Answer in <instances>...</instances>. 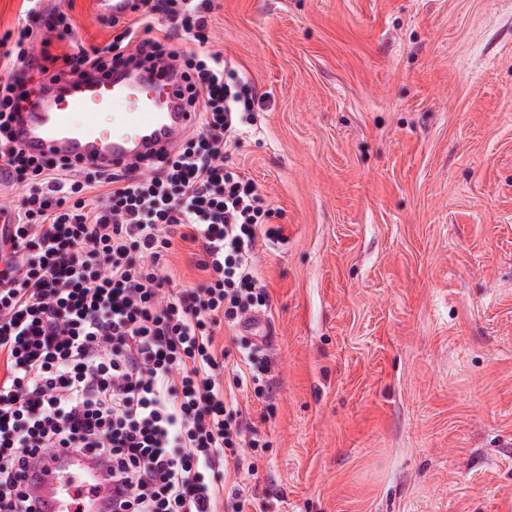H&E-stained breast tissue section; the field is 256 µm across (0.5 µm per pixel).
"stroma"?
Here are the masks:
<instances>
[{
  "mask_svg": "<svg viewBox=\"0 0 512 512\" xmlns=\"http://www.w3.org/2000/svg\"><path fill=\"white\" fill-rule=\"evenodd\" d=\"M108 43L90 0H42ZM261 95L232 154L271 209L262 448L242 512H512V0H211ZM179 241L167 271L206 275Z\"/></svg>",
  "mask_w": 512,
  "mask_h": 512,
  "instance_id": "stroma-1",
  "label": "stroma"
}]
</instances>
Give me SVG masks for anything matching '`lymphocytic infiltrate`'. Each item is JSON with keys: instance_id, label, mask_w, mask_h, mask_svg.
I'll return each instance as SVG.
<instances>
[{"instance_id": "1", "label": "lymphocytic infiltrate", "mask_w": 512, "mask_h": 512, "mask_svg": "<svg viewBox=\"0 0 512 512\" xmlns=\"http://www.w3.org/2000/svg\"><path fill=\"white\" fill-rule=\"evenodd\" d=\"M102 47L65 59V73L132 53L181 60L195 134L123 171L76 174L27 155L12 123L34 66L29 26L0 34V169L26 186L0 226V512H36L34 462L64 450L104 462L112 512H220L224 482L246 438L224 401L220 326L266 311L255 267L270 215L255 182L225 166L257 99L218 53L199 55L208 0H141ZM163 36H152L156 15ZM99 190L87 204L84 195ZM200 247L206 282L176 288L165 271L175 240Z\"/></svg>"}]
</instances>
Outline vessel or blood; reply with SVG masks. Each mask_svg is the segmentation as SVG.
<instances>
[{"mask_svg": "<svg viewBox=\"0 0 512 512\" xmlns=\"http://www.w3.org/2000/svg\"><path fill=\"white\" fill-rule=\"evenodd\" d=\"M136 0H93L95 14L123 21ZM187 82L174 62L156 59L87 76L64 75L54 84L17 102V144L33 156L64 158L76 168L103 171L137 164L175 145L194 127L198 115L187 111ZM83 472L88 485L96 473L84 457L57 455L38 468L44 476L36 500L42 512H76L75 497L59 469Z\"/></svg>", "mask_w": 512, "mask_h": 512, "instance_id": "vessel-or-blood-1", "label": "vessel or blood"}]
</instances>
